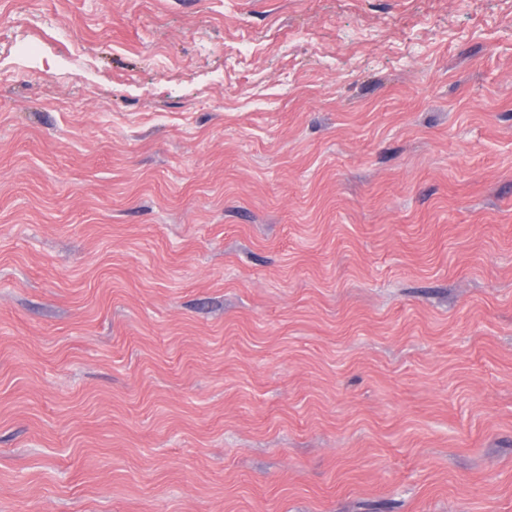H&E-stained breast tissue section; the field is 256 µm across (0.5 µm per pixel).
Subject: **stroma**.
Masks as SVG:
<instances>
[{"instance_id":"obj_1","label":"stroma","mask_w":512,"mask_h":512,"mask_svg":"<svg viewBox=\"0 0 512 512\" xmlns=\"http://www.w3.org/2000/svg\"><path fill=\"white\" fill-rule=\"evenodd\" d=\"M0 12V512H512V0Z\"/></svg>"}]
</instances>
